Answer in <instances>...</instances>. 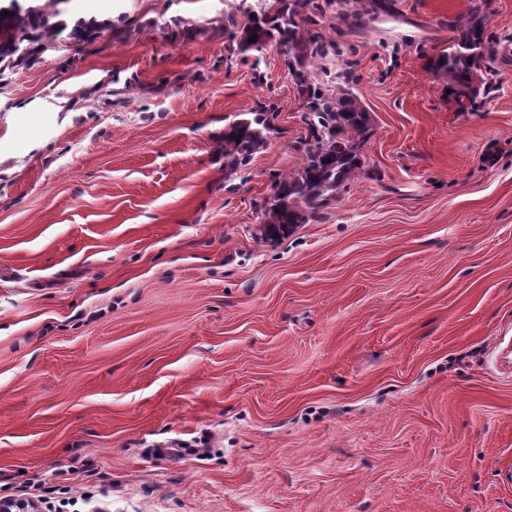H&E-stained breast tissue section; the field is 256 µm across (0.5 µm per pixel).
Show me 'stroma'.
I'll return each instance as SVG.
<instances>
[{
	"label": "stroma",
	"mask_w": 512,
	"mask_h": 512,
	"mask_svg": "<svg viewBox=\"0 0 512 512\" xmlns=\"http://www.w3.org/2000/svg\"><path fill=\"white\" fill-rule=\"evenodd\" d=\"M341 0L361 175L270 242L306 102L241 0H70L0 74V497L40 512H512V0ZM477 13L497 88L428 64ZM276 131L224 176V127Z\"/></svg>",
	"instance_id": "stroma-1"
}]
</instances>
